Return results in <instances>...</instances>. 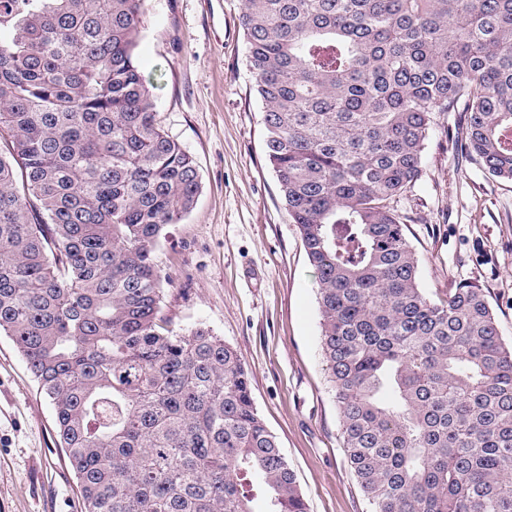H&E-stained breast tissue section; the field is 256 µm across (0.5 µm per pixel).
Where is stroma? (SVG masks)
I'll return each instance as SVG.
<instances>
[{
	"instance_id": "35a3bbf8",
	"label": "stroma",
	"mask_w": 512,
	"mask_h": 512,
	"mask_svg": "<svg viewBox=\"0 0 512 512\" xmlns=\"http://www.w3.org/2000/svg\"><path fill=\"white\" fill-rule=\"evenodd\" d=\"M242 0H149L136 53L167 134L201 177L155 261L162 313L233 346L256 407L288 458L307 512H370L342 448L320 348L315 274L265 155L262 105L240 26ZM464 115L439 119L418 181L392 202L432 297L481 288L512 343V182L460 153ZM0 512H82L53 408L0 333Z\"/></svg>"
}]
</instances>
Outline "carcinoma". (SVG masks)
<instances>
[{
  "instance_id": "carcinoma-1",
  "label": "carcinoma",
  "mask_w": 512,
  "mask_h": 512,
  "mask_svg": "<svg viewBox=\"0 0 512 512\" xmlns=\"http://www.w3.org/2000/svg\"><path fill=\"white\" fill-rule=\"evenodd\" d=\"M148 0H0V333L85 512H307L240 354L161 316L193 207L136 48ZM266 156L316 274L345 461L371 512H512V344L432 298L391 200L437 116L512 181V0H243Z\"/></svg>"
}]
</instances>
